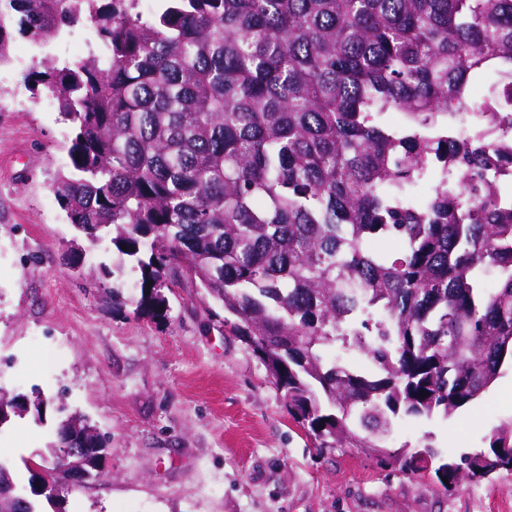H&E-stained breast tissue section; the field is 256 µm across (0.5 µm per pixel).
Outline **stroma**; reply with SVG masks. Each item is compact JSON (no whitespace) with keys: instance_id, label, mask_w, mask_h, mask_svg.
<instances>
[{"instance_id":"obj_1","label":"stroma","mask_w":512,"mask_h":512,"mask_svg":"<svg viewBox=\"0 0 512 512\" xmlns=\"http://www.w3.org/2000/svg\"><path fill=\"white\" fill-rule=\"evenodd\" d=\"M94 34L76 27L38 47L15 38L0 65V388L63 393L43 423L0 426V461L19 488L62 412L111 439L101 473L42 512H512V473L445 490L357 448L319 447L289 415L263 363L186 283L169 311L137 312L139 274L109 241L90 244L55 197L72 125L27 75L44 57L74 64ZM512 418V366L454 417L394 419L389 448L484 447Z\"/></svg>"}]
</instances>
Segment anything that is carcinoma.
<instances>
[{
	"label": "carcinoma",
	"instance_id": "1",
	"mask_svg": "<svg viewBox=\"0 0 512 512\" xmlns=\"http://www.w3.org/2000/svg\"><path fill=\"white\" fill-rule=\"evenodd\" d=\"M80 22L88 56L45 59L30 89L72 125L59 206L140 271L137 310L164 317L163 290L196 281L315 439L449 490L512 472V420L458 456L385 446L392 419L450 418L512 360L492 145L461 148L463 179L429 166L472 87L512 83V0H0V64L13 34L45 46ZM338 344L366 368L326 362ZM49 402L0 389V425ZM58 428L85 447L52 443L0 512H39L103 463L110 437L83 415Z\"/></svg>",
	"mask_w": 512,
	"mask_h": 512
}]
</instances>
